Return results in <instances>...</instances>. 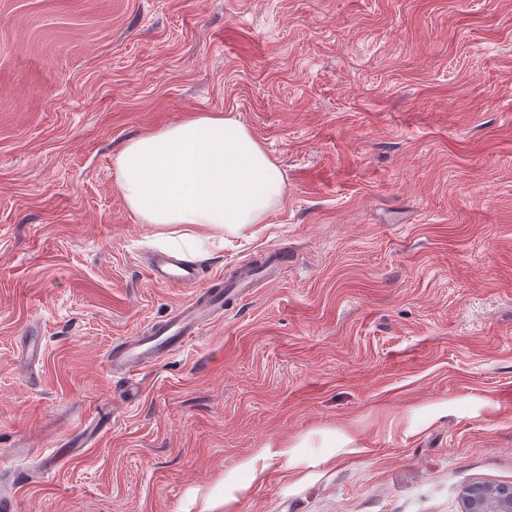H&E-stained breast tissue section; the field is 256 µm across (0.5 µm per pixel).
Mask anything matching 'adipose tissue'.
I'll return each mask as SVG.
<instances>
[{
  "label": "adipose tissue",
  "instance_id": "1",
  "mask_svg": "<svg viewBox=\"0 0 512 512\" xmlns=\"http://www.w3.org/2000/svg\"><path fill=\"white\" fill-rule=\"evenodd\" d=\"M118 186L143 223L188 224L236 233L264 221L285 178L238 119L195 114L130 140L117 160Z\"/></svg>",
  "mask_w": 512,
  "mask_h": 512
}]
</instances>
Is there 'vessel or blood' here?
<instances>
[{
    "label": "vessel or blood",
    "mask_w": 512,
    "mask_h": 512,
    "mask_svg": "<svg viewBox=\"0 0 512 512\" xmlns=\"http://www.w3.org/2000/svg\"><path fill=\"white\" fill-rule=\"evenodd\" d=\"M147 274L155 284L191 288L195 294L165 320L130 337L108 354L109 368L131 377L142 369L156 365L172 351L198 336L206 323L223 313L225 295H245L251 286L252 271L242 268L234 288L227 293L219 289L198 290L197 285L201 279L199 267L177 255H156L147 266Z\"/></svg>",
    "instance_id": "obj_1"
}]
</instances>
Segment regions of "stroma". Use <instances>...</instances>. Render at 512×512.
<instances>
[{
    "label": "stroma",
    "instance_id": "35a3bbf8",
    "mask_svg": "<svg viewBox=\"0 0 512 512\" xmlns=\"http://www.w3.org/2000/svg\"><path fill=\"white\" fill-rule=\"evenodd\" d=\"M212 112L284 196L181 247L201 289L258 275L132 401L109 351L192 291L150 282L172 244L116 158ZM477 482L512 485V0H0L13 512H461Z\"/></svg>",
    "mask_w": 512,
    "mask_h": 512
}]
</instances>
